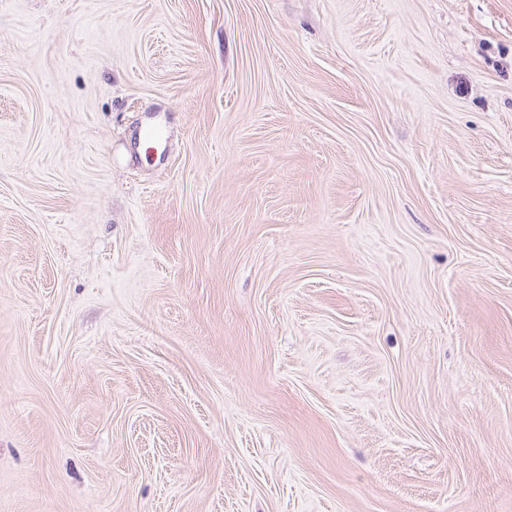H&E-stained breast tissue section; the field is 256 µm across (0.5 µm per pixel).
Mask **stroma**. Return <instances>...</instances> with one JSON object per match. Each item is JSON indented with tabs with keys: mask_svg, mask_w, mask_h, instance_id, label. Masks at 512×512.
I'll list each match as a JSON object with an SVG mask.
<instances>
[{
	"mask_svg": "<svg viewBox=\"0 0 512 512\" xmlns=\"http://www.w3.org/2000/svg\"><path fill=\"white\" fill-rule=\"evenodd\" d=\"M0 512H512V0H0Z\"/></svg>",
	"mask_w": 512,
	"mask_h": 512,
	"instance_id": "35a3bbf8",
	"label": "stroma"
}]
</instances>
